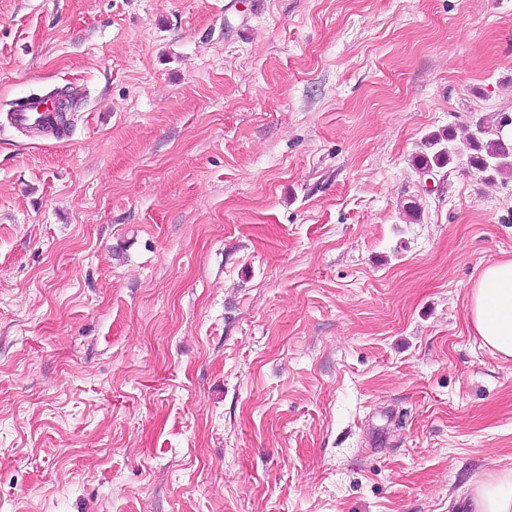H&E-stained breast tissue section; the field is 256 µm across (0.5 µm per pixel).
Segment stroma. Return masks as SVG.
I'll list each match as a JSON object with an SVG mask.
<instances>
[{
  "mask_svg": "<svg viewBox=\"0 0 512 512\" xmlns=\"http://www.w3.org/2000/svg\"><path fill=\"white\" fill-rule=\"evenodd\" d=\"M68 89L66 136L15 101ZM512 0H0V512H448L512 468L467 318ZM57 101L50 98L33 99L22 108L12 112V126L18 131H28L37 135L55 134L51 122L58 120ZM506 113H495L479 120L468 129L464 148L451 147L456 136L452 129L446 133L434 134L427 138L416 164L422 172H430L453 162L455 157L465 155L468 166L483 175L484 180L495 182L498 178L512 176V144L505 131Z\"/></svg>",
  "mask_w": 512,
  "mask_h": 512,
  "instance_id": "35a3bbf8",
  "label": "stroma"
}]
</instances>
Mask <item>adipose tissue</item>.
<instances>
[{
	"label": "adipose tissue",
	"mask_w": 512,
	"mask_h": 512,
	"mask_svg": "<svg viewBox=\"0 0 512 512\" xmlns=\"http://www.w3.org/2000/svg\"><path fill=\"white\" fill-rule=\"evenodd\" d=\"M468 317L484 347L512 359V258L485 266L469 292ZM464 512H512V469L479 482Z\"/></svg>",
	"instance_id": "obj_1"
}]
</instances>
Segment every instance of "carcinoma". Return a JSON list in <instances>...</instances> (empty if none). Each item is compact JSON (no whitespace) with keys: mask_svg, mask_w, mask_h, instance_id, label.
Returning a JSON list of instances; mask_svg holds the SVG:
<instances>
[{"mask_svg":"<svg viewBox=\"0 0 512 512\" xmlns=\"http://www.w3.org/2000/svg\"><path fill=\"white\" fill-rule=\"evenodd\" d=\"M507 129L505 114L495 113L468 129L462 148L450 146L456 140L453 131L434 134L425 140L424 151L416 159L417 167L423 172H430L464 155L468 166L481 173L488 182L512 176V141L505 135Z\"/></svg>","mask_w":512,"mask_h":512,"instance_id":"obj_1","label":"carcinoma"}]
</instances>
